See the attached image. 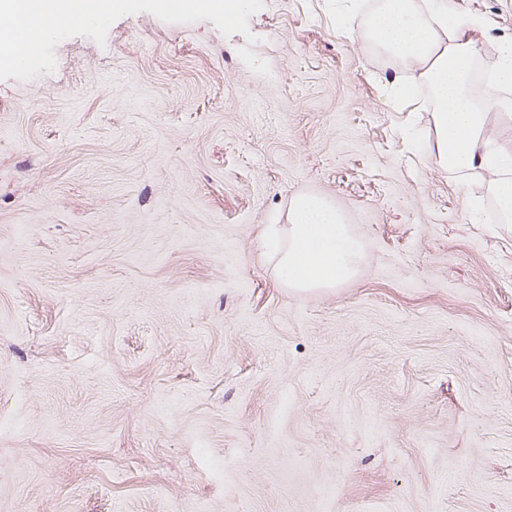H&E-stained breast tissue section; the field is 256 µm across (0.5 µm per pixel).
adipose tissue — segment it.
<instances>
[{"label": "adipose tissue", "instance_id": "adipose-tissue-1", "mask_svg": "<svg viewBox=\"0 0 512 512\" xmlns=\"http://www.w3.org/2000/svg\"><path fill=\"white\" fill-rule=\"evenodd\" d=\"M378 43L393 54L423 64L433 91L434 163L460 172L488 170L503 217L512 216V150L487 132V114L503 84L512 82V45L503 49L498 76L482 99L469 92L478 50L468 21L448 26V6L417 11L410 0H386L372 22ZM261 246L272 248L279 281L297 292H331L356 278L360 243L340 210L319 196H301L288 208L284 224L265 225Z\"/></svg>", "mask_w": 512, "mask_h": 512}]
</instances>
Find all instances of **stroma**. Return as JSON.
<instances>
[{
	"mask_svg": "<svg viewBox=\"0 0 512 512\" xmlns=\"http://www.w3.org/2000/svg\"><path fill=\"white\" fill-rule=\"evenodd\" d=\"M264 2L266 76L142 12L0 79V512H512L493 174L433 164L377 0ZM447 3L498 66L512 0ZM298 195L360 241L335 293L258 245Z\"/></svg>",
	"mask_w": 512,
	"mask_h": 512,
	"instance_id": "obj_1",
	"label": "stroma"
}]
</instances>
